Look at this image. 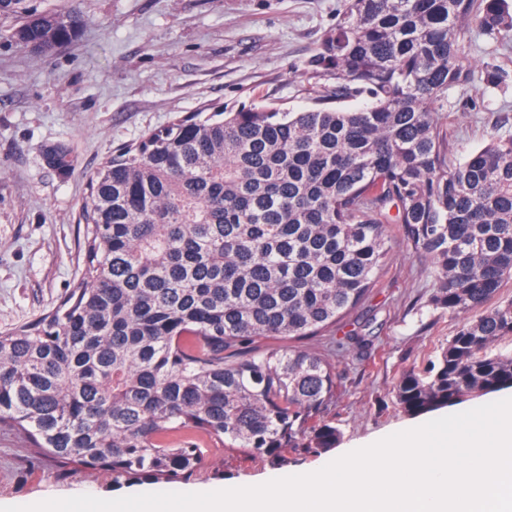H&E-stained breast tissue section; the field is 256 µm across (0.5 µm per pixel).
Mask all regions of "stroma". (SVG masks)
<instances>
[{
    "mask_svg": "<svg viewBox=\"0 0 512 512\" xmlns=\"http://www.w3.org/2000/svg\"><path fill=\"white\" fill-rule=\"evenodd\" d=\"M84 18L78 37L38 54L15 31L28 13L61 0L0 7V330L33 322L75 285L81 271L78 218L90 176L118 148L202 107L254 103L301 112L324 94L308 63L334 27L342 0H73ZM465 57L469 87L448 92L441 122L454 159L512 136V41L473 31ZM497 86L483 83L485 70ZM65 145L73 161L57 170L42 149ZM392 259L369 298L304 348L327 356L336 398L323 412L341 437L318 454L291 450L283 461L209 449L203 471L181 492L216 484L251 486L309 472L362 442L412 424L393 386L423 368L466 322L428 305L429 260L389 228ZM368 346L330 352L350 333ZM153 492L111 474L34 458L25 437L0 432V502L34 503L74 494L115 498Z\"/></svg>",
    "mask_w": 512,
    "mask_h": 512,
    "instance_id": "obj_1",
    "label": "stroma"
}]
</instances>
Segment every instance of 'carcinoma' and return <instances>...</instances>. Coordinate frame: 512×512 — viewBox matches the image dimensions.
Masks as SVG:
<instances>
[{
	"label": "carcinoma",
	"mask_w": 512,
	"mask_h": 512,
	"mask_svg": "<svg viewBox=\"0 0 512 512\" xmlns=\"http://www.w3.org/2000/svg\"><path fill=\"white\" fill-rule=\"evenodd\" d=\"M62 4L15 36L37 52L74 40ZM512 40L505 0H344L310 60L341 103L252 104L174 118L112 154L82 205L81 277L35 321L0 332V430L36 458L147 484L187 481L212 444L275 460L336 447L321 420L336 375L321 355L246 345L302 339L369 297L392 258L387 225L432 260L428 303L477 311L398 407L427 414L512 388V136L461 162L439 123L472 83V28ZM46 163L70 166L63 145Z\"/></svg>",
	"instance_id": "1"
}]
</instances>
